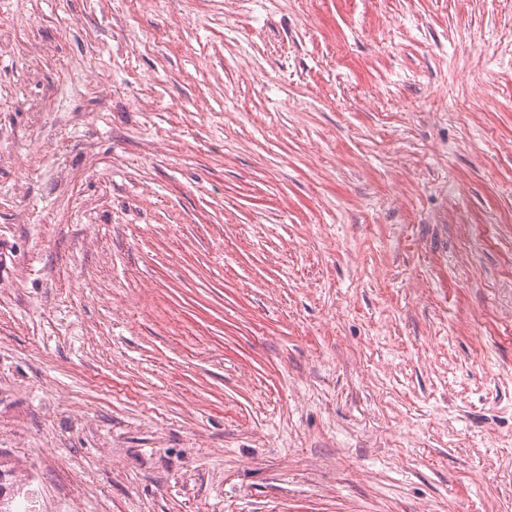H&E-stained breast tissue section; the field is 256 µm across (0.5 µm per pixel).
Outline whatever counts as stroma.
<instances>
[{
	"label": "stroma",
	"mask_w": 512,
	"mask_h": 512,
	"mask_svg": "<svg viewBox=\"0 0 512 512\" xmlns=\"http://www.w3.org/2000/svg\"><path fill=\"white\" fill-rule=\"evenodd\" d=\"M0 24V462L39 512H512V0Z\"/></svg>",
	"instance_id": "obj_1"
}]
</instances>
